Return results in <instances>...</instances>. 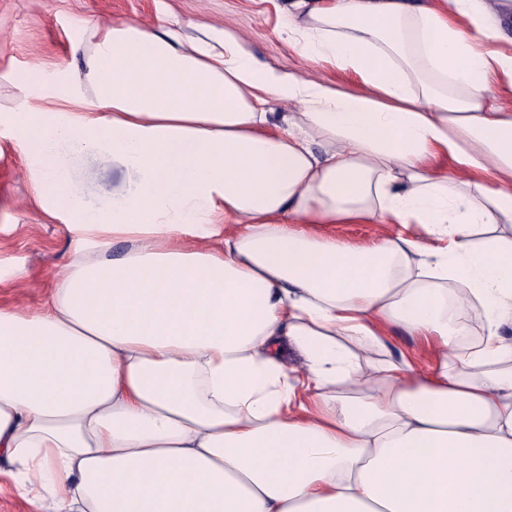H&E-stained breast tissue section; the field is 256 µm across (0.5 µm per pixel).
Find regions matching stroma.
<instances>
[{
	"label": "stroma",
	"mask_w": 512,
	"mask_h": 512,
	"mask_svg": "<svg viewBox=\"0 0 512 512\" xmlns=\"http://www.w3.org/2000/svg\"><path fill=\"white\" fill-rule=\"evenodd\" d=\"M285 0H0V106L9 107L15 94L7 73L45 66L47 80L56 67L80 65L89 41L84 21L116 19L148 25L168 15L182 22L230 25L246 36L255 56L281 70H299L306 63L282 34L280 10ZM29 160L10 132L0 129V306L42 308L55 279L73 258L76 236L66 224L39 206L29 177ZM80 177L99 187L91 206L111 201L129 184L124 168L108 160L83 163ZM393 224H326L319 234L357 249L396 232ZM377 360L407 357L417 371L429 369L416 337L389 327Z\"/></svg>",
	"instance_id": "stroma-1"
}]
</instances>
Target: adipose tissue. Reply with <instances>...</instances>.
Instances as JSON below:
<instances>
[{"label": "adipose tissue", "instance_id": "ef3b65f1", "mask_svg": "<svg viewBox=\"0 0 512 512\" xmlns=\"http://www.w3.org/2000/svg\"><path fill=\"white\" fill-rule=\"evenodd\" d=\"M502 6L287 0L307 73L230 26L91 23L60 85L13 78L0 126L82 242L40 312L0 307V461L36 512H512ZM100 158L132 184L92 208L76 167ZM361 223L426 238L309 230ZM389 325L429 372L372 360ZM399 231L412 238L424 239L417 224H410L407 228L399 224H325L317 229V233L357 249L368 248L380 237Z\"/></svg>", "mask_w": 512, "mask_h": 512}]
</instances>
